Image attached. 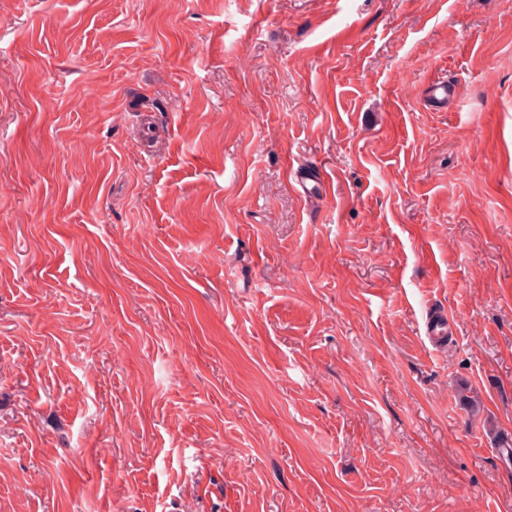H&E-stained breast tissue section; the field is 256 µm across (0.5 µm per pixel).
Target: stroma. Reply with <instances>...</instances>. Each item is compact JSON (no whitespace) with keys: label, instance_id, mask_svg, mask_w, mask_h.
Returning <instances> with one entry per match:
<instances>
[{"label":"stroma","instance_id":"obj_1","mask_svg":"<svg viewBox=\"0 0 512 512\" xmlns=\"http://www.w3.org/2000/svg\"><path fill=\"white\" fill-rule=\"evenodd\" d=\"M502 433L512 0H0V512H512ZM456 93L454 85H448V82L438 79L428 86L426 93V105L432 110L439 111L448 104V99ZM452 319L448 316L446 308L435 310L428 321L427 338L431 343L436 344L441 340H445L448 335V326Z\"/></svg>","mask_w":512,"mask_h":512}]
</instances>
